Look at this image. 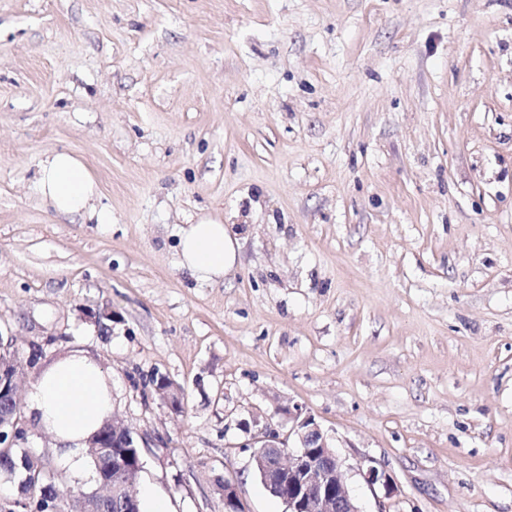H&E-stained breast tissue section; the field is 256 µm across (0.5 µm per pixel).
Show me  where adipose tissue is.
I'll return each mask as SVG.
<instances>
[{
	"instance_id": "ef3b65f1",
	"label": "adipose tissue",
	"mask_w": 512,
	"mask_h": 512,
	"mask_svg": "<svg viewBox=\"0 0 512 512\" xmlns=\"http://www.w3.org/2000/svg\"><path fill=\"white\" fill-rule=\"evenodd\" d=\"M36 190L60 215H85L108 223L95 207L98 183L78 156L60 151L42 162ZM239 243L221 222L201 217L179 235L183 267L205 280H219L235 268ZM36 420L53 437L74 469H81L80 451L112 413V380L95 361L71 355L38 378L31 395Z\"/></svg>"
}]
</instances>
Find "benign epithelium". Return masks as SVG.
<instances>
[{
  "label": "benign epithelium",
  "instance_id": "7a95c632",
  "mask_svg": "<svg viewBox=\"0 0 512 512\" xmlns=\"http://www.w3.org/2000/svg\"><path fill=\"white\" fill-rule=\"evenodd\" d=\"M17 352L12 343L0 340V474L16 473L11 452L17 442L20 413L14 403L18 395L14 387L24 377V366L15 362ZM156 394L167 404L181 398V391L169 379L158 381ZM295 422L293 433L298 451L293 453L288 444L267 426L254 434L257 449L253 453V466L261 473L268 491L278 497L285 505L286 512H361L355 499L349 493L346 484L343 462L330 445L323 429L311 416L303 414V409L295 407L292 413ZM112 437L123 440L124 450L114 452L109 445ZM138 443L133 430L117 418H112L88 442L87 452L92 455L97 466L98 484L101 488L120 489L123 477L130 471L139 473L142 468L140 457L131 460L125 449L136 448ZM365 482L370 486L380 485L385 495L394 493V487L385 471L374 465L360 470ZM20 486L25 492L17 497L0 496V512H29V504L35 498L54 494V512H62L60 504L67 499L79 501L77 512H97L98 499L94 493L82 490H68L61 493L53 483V474L49 471L25 470ZM224 512H246L238 494L236 484L224 480Z\"/></svg>",
  "mask_w": 512,
  "mask_h": 512
}]
</instances>
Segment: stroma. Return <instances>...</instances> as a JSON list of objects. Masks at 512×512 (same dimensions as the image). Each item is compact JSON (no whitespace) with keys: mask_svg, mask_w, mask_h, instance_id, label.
<instances>
[{"mask_svg":"<svg viewBox=\"0 0 512 512\" xmlns=\"http://www.w3.org/2000/svg\"><path fill=\"white\" fill-rule=\"evenodd\" d=\"M62 150L109 223L42 202ZM205 215L240 244L216 283L180 264ZM0 337L59 488L96 475L26 401L76 353L170 512L228 479L285 512L247 442L298 405L362 512H512V0H0Z\"/></svg>","mask_w":512,"mask_h":512,"instance_id":"obj_1","label":"stroma"}]
</instances>
